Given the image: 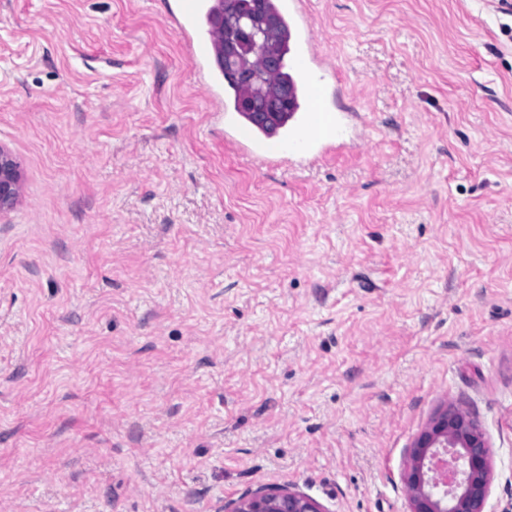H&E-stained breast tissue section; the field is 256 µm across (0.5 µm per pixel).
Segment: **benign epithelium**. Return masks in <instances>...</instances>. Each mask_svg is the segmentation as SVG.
<instances>
[{
  "mask_svg": "<svg viewBox=\"0 0 512 512\" xmlns=\"http://www.w3.org/2000/svg\"><path fill=\"white\" fill-rule=\"evenodd\" d=\"M20 197V165L0 146V214ZM492 470L488 439L469 410L447 405L408 451L403 481L408 512H485ZM224 512H327L310 495L291 488L260 487L224 506Z\"/></svg>",
  "mask_w": 512,
  "mask_h": 512,
  "instance_id": "benign-epithelium-1",
  "label": "benign epithelium"
}]
</instances>
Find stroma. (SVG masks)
Returning <instances> with one entry per match:
<instances>
[{
	"label": "stroma",
	"instance_id": "1",
	"mask_svg": "<svg viewBox=\"0 0 512 512\" xmlns=\"http://www.w3.org/2000/svg\"><path fill=\"white\" fill-rule=\"evenodd\" d=\"M178 0H0V512H408L440 405L512 512V13L306 0L349 149L226 139ZM20 197V165L7 148L0 146V214L13 209ZM225 512H326L310 495L291 488L260 487L224 504Z\"/></svg>",
	"mask_w": 512,
	"mask_h": 512
}]
</instances>
